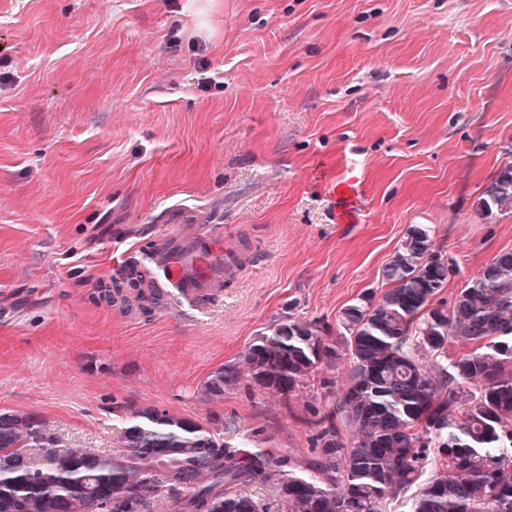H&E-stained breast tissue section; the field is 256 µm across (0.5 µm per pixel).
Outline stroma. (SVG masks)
<instances>
[{
	"label": "stroma",
	"instance_id": "1",
	"mask_svg": "<svg viewBox=\"0 0 512 512\" xmlns=\"http://www.w3.org/2000/svg\"><path fill=\"white\" fill-rule=\"evenodd\" d=\"M0 409L61 448L155 407L310 454L308 393L201 385L291 318L382 294L408 225L458 267L512 249L477 203L512 169V0H0ZM215 83L201 89V75ZM162 224H220L242 271L193 323L99 292Z\"/></svg>",
	"mask_w": 512,
	"mask_h": 512
}]
</instances>
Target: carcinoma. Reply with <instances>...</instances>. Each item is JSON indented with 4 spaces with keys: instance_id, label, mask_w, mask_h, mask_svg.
Listing matches in <instances>:
<instances>
[{
    "instance_id": "obj_1",
    "label": "carcinoma",
    "mask_w": 512,
    "mask_h": 512,
    "mask_svg": "<svg viewBox=\"0 0 512 512\" xmlns=\"http://www.w3.org/2000/svg\"><path fill=\"white\" fill-rule=\"evenodd\" d=\"M508 209L511 171L479 201ZM450 271L428 225L411 224L382 270L388 288L341 309L336 335L290 319L205 379L207 401L242 385L287 400L318 373L343 374V389L324 380L308 405L317 456L236 448L224 424L155 407L135 412L110 454L57 448L39 416L0 409V512H104L117 491L120 512H157L166 493L171 512H260L257 487L287 512H393L404 501L409 512H512V250L445 301ZM144 287L113 279L101 293L145 310Z\"/></svg>"
}]
</instances>
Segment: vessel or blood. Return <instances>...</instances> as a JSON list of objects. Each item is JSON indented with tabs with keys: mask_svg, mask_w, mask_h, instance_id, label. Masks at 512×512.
Here are the masks:
<instances>
[{
	"mask_svg": "<svg viewBox=\"0 0 512 512\" xmlns=\"http://www.w3.org/2000/svg\"><path fill=\"white\" fill-rule=\"evenodd\" d=\"M123 257L145 272L169 312L196 322L224 299L236 274L219 224H165Z\"/></svg>",
	"mask_w": 512,
	"mask_h": 512,
	"instance_id": "vessel-or-blood-1",
	"label": "vessel or blood"
}]
</instances>
